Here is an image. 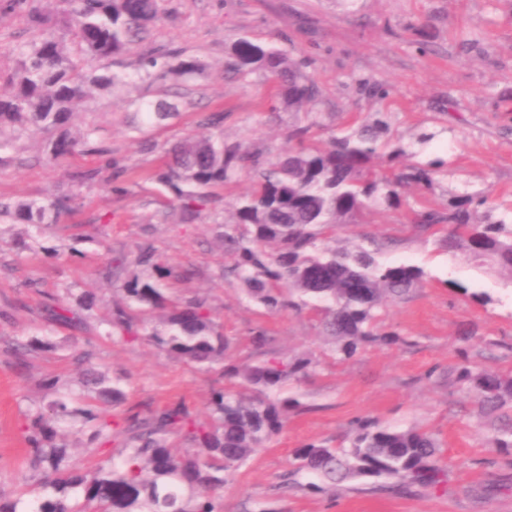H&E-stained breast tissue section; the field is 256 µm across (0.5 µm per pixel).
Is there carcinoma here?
Masks as SVG:
<instances>
[{
    "mask_svg": "<svg viewBox=\"0 0 512 512\" xmlns=\"http://www.w3.org/2000/svg\"><path fill=\"white\" fill-rule=\"evenodd\" d=\"M164 0H54L45 12L30 0H0V6L26 8L39 38L13 49L15 66L0 71L12 92L0 97V152L23 135L52 132L49 156L57 160L81 148L103 153L97 128L69 132L74 103L91 89L114 91L136 80L163 83L200 74L198 59H181L173 51L144 53L136 74H99L95 61L129 52L149 25L164 13ZM65 30L69 39L55 35ZM228 70L260 74L274 84L279 103L298 112L319 96L315 80L288 55L239 39L231 48ZM175 115V106L159 100L135 102L134 126L154 125ZM385 113L375 112L347 133L320 146L304 141L319 126L317 118L293 128L289 140L299 147L264 154L244 142H227L220 132L223 116L213 112L202 124L217 133L190 138L169 150V160L146 178L167 188L177 201V223L192 224L209 205L213 190L242 173L253 187L230 205L232 221L224 224V243L232 256L225 274L238 279L250 299L269 314L310 306L320 315L323 336L340 361L354 357L372 342H405L383 329L382 311L389 301L406 299L422 286L425 272L405 262L380 264L365 251L336 247V227L363 221L376 210H400L426 234L445 232L444 245L472 259L492 264L512 279V206L488 204L479 192L450 193L444 208L431 206L439 178L448 176L441 158L411 162L408 146L390 137ZM419 198L407 202L406 189ZM70 210V199L52 193L40 199H0V224H23L31 240ZM152 262L147 277L128 266ZM110 272L122 278L124 300L106 305L103 337L153 345L168 356L200 370L219 369L230 386L211 389L206 416L195 414L183 400L141 414L130 408L123 416L109 405L127 392L99 370L94 352L76 354L82 365V392L61 393L46 380L53 398L22 424L35 484L14 499L0 498V512H217L224 483L283 427L288 412L298 408L291 398L273 393L290 380L308 376L316 367L309 358L281 357L269 350L265 328L252 336L262 359L254 364L226 361L228 342L208 297H180L168 284L185 276L169 263L154 259L151 248L136 258L116 255ZM95 298L72 302L68 289L46 304V318L73 330L90 332L84 312ZM47 343L14 338L4 351L18 363ZM456 380L481 400L490 415L512 403V375L457 368ZM72 424L87 436L85 454L99 456L104 445L122 438L123 448L88 470L60 438L59 428ZM297 470L315 473L331 483L350 478H383L385 490L440 483L438 443L432 431L384 427L374 420L354 422L337 448L307 444L294 454Z\"/></svg>",
    "mask_w": 512,
    "mask_h": 512,
    "instance_id": "cac0c4a2",
    "label": "carcinoma"
}]
</instances>
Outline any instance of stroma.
Returning a JSON list of instances; mask_svg holds the SVG:
<instances>
[{
  "mask_svg": "<svg viewBox=\"0 0 512 512\" xmlns=\"http://www.w3.org/2000/svg\"><path fill=\"white\" fill-rule=\"evenodd\" d=\"M164 8L141 48L123 57L121 70L134 71L141 49L152 48L198 58L204 72L186 82L139 81L112 93L96 91L74 107V126L95 124L109 157L126 167L123 191L113 190L105 158L49 159L41 134L0 156V197L74 198L72 210L27 249L16 247L26 236L23 225L0 226V338L48 343L23 365L0 352V496L15 497L31 481L20 426L34 405L51 397L43 378L77 387L80 369L71 356L86 347L127 392L114 413L182 398L205 415L216 373L144 344L87 339L42 314L45 295L67 288L77 298L94 296L93 315L102 317L105 304L120 298L104 275L112 252L148 244L156 257L188 271V278L172 282L176 294L209 297L232 341L228 356L255 361L252 330L262 326L282 355L318 362L309 376L283 387L282 396L300 406L229 477L223 512H512V448L492 444L497 430L512 426V406L498 420L483 418L478 397L454 381L464 352L477 367L512 373L511 278L449 252L405 223L400 211H376L365 222L341 225V247L370 252L380 263L419 266L427 280L385 308V326L404 343L371 344L340 361L310 309L265 314L224 273L230 257L219 225L231 217L228 204L250 187L248 176L217 188L216 213H203L193 224L176 223L172 195L142 177L175 143L210 135L200 120L211 112L223 113L227 141L262 152L288 148L289 131L306 124L305 113L273 108L263 77L228 73L229 48L245 38L304 61L317 80L320 96L311 110L321 126L311 141H327L355 118L381 110L392 132L410 143L415 161H447L450 175L431 194L433 206H444L447 190L465 187L484 192L490 204H512V0H164ZM421 23L423 49L414 31ZM34 36L25 11L0 14V70L9 71L12 49ZM372 86L385 89L386 98L369 96ZM162 97L176 106L177 118L140 130L128 125L133 101ZM422 133L429 141H419ZM96 168L95 183L79 182L78 173ZM466 329L471 335L465 340ZM363 418L432 430L441 443L445 482L393 493L380 490L378 480L353 478L308 491L311 476L297 470L294 450L308 443L337 446Z\"/></svg>",
  "mask_w": 512,
  "mask_h": 512,
  "instance_id": "1",
  "label": "stroma"
}]
</instances>
